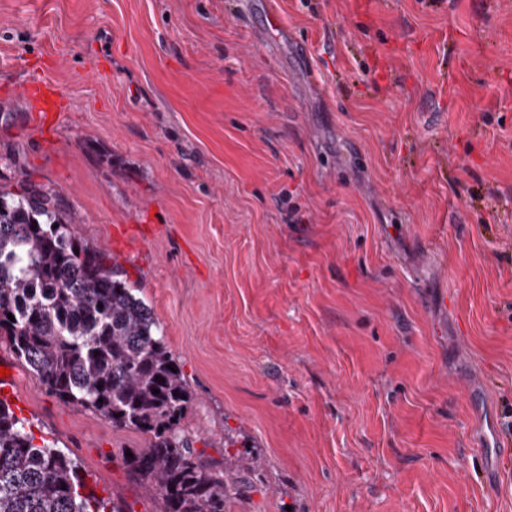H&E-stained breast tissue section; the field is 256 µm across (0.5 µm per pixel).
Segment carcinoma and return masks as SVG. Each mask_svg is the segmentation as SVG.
Returning <instances> with one entry per match:
<instances>
[{
	"label": "carcinoma",
	"instance_id": "1",
	"mask_svg": "<svg viewBox=\"0 0 512 512\" xmlns=\"http://www.w3.org/2000/svg\"><path fill=\"white\" fill-rule=\"evenodd\" d=\"M14 165L19 178L0 185V341L61 402L150 436L123 464L157 512H227L250 481L181 432L193 394L151 307L75 233L60 195ZM85 489L76 460L35 443L0 399V512H105Z\"/></svg>",
	"mask_w": 512,
	"mask_h": 512
}]
</instances>
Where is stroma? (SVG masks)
Returning a JSON list of instances; mask_svg holds the SVG:
<instances>
[{
	"label": "stroma",
	"mask_w": 512,
	"mask_h": 512,
	"mask_svg": "<svg viewBox=\"0 0 512 512\" xmlns=\"http://www.w3.org/2000/svg\"><path fill=\"white\" fill-rule=\"evenodd\" d=\"M14 156L153 309L232 512H512L469 445L512 432V0H0V184ZM0 363L153 512L148 435ZM27 99L35 112H58L64 108V98L51 83L41 80H27L17 88Z\"/></svg>",
	"instance_id": "obj_1"
}]
</instances>
